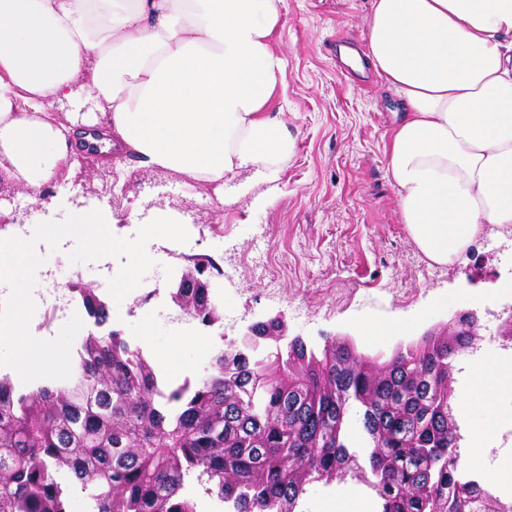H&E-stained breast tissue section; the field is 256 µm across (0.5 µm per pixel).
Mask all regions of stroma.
<instances>
[{
    "label": "stroma",
    "mask_w": 512,
    "mask_h": 512,
    "mask_svg": "<svg viewBox=\"0 0 512 512\" xmlns=\"http://www.w3.org/2000/svg\"><path fill=\"white\" fill-rule=\"evenodd\" d=\"M371 0H285L287 23L274 43L286 62V92L274 111L296 139L295 154L273 183L240 193L239 179L226 184L234 203L223 205L189 188L186 179L113 152L110 163H93L85 181L87 206L111 210L112 232L131 234L142 215L156 218L169 204L187 207L198 221L187 224L198 244L190 258L170 262L172 241L151 240L150 255L181 276L193 259L208 263L206 278L223 288L221 320L190 333L241 336L257 321L279 318L289 336L320 347L351 336L361 347L391 349L446 321L447 311L467 303L486 309L479 325V357L494 360L489 342L492 310L511 303L502 285L512 282V226L485 230L467 255L451 266L427 261L401 224L396 192L386 172L389 135L398 98L377 77L358 82L337 60L342 37H360ZM73 238L64 246L38 241L36 253L59 282L81 272L110 311L128 310L148 294L152 275L123 301H115L96 262L72 263ZM237 275L224 277L227 264ZM378 333L367 338L365 326Z\"/></svg>",
    "instance_id": "stroma-1"
}]
</instances>
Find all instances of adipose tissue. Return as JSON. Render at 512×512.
<instances>
[{"label": "adipose tissue", "instance_id": "adipose-tissue-1", "mask_svg": "<svg viewBox=\"0 0 512 512\" xmlns=\"http://www.w3.org/2000/svg\"><path fill=\"white\" fill-rule=\"evenodd\" d=\"M285 25L284 0H0V176L37 201L94 132L224 204L242 171L276 181L295 148L269 110ZM363 40L345 62L404 108L386 152L400 220L430 262L459 261L512 225V0H372ZM472 371L498 420L512 367Z\"/></svg>", "mask_w": 512, "mask_h": 512}]
</instances>
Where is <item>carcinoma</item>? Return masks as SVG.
<instances>
[{
  "label": "carcinoma",
  "mask_w": 512,
  "mask_h": 512,
  "mask_svg": "<svg viewBox=\"0 0 512 512\" xmlns=\"http://www.w3.org/2000/svg\"><path fill=\"white\" fill-rule=\"evenodd\" d=\"M71 293L95 329L70 378L20 391L0 373V512H69L73 480L88 512H196L194 480L227 512H303L307 486L347 477L375 491L378 512H475L491 498L453 443L448 374L466 336L451 349L432 332L383 363L345 337L306 350L261 336L264 355L237 342L174 387L128 337L101 330L94 289ZM172 294L199 323L219 322L207 289Z\"/></svg>",
  "instance_id": "1"
}]
</instances>
